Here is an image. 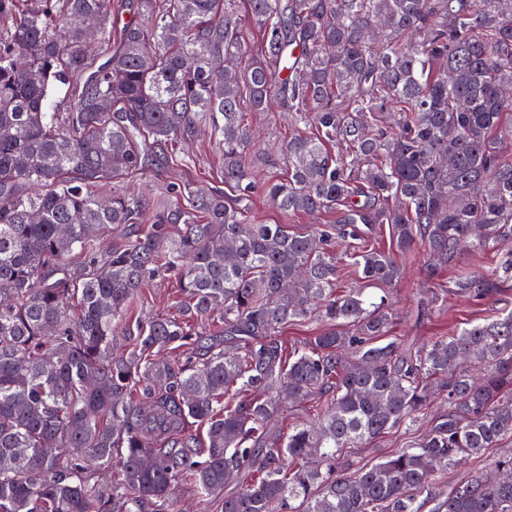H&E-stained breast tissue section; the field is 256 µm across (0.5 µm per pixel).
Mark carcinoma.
<instances>
[{
	"label": "carcinoma",
	"instance_id": "obj_1",
	"mask_svg": "<svg viewBox=\"0 0 512 512\" xmlns=\"http://www.w3.org/2000/svg\"><path fill=\"white\" fill-rule=\"evenodd\" d=\"M272 102L298 133L258 181L245 111ZM511 112L512 0H0V512H175L182 484L221 512H512V454L437 482L512 438V312L406 347L385 301L338 290L336 255L388 286L418 244L430 280L498 251ZM203 126L231 194L144 199L134 178ZM256 196L336 220L254 224ZM385 224L394 252L371 244ZM168 275L179 318L128 320ZM511 287L506 252L450 291ZM439 395L397 453L338 462ZM320 329L321 325L318 322H298L297 324L288 326V328L284 330L283 336L289 347L291 345L297 346L309 341L313 336H317ZM512 453V439L503 440L498 448H489L481 454L468 459L464 465L449 467L441 478L439 488L448 494V490L463 483L470 473L477 469H490L503 455Z\"/></svg>",
	"mask_w": 512,
	"mask_h": 512
}]
</instances>
